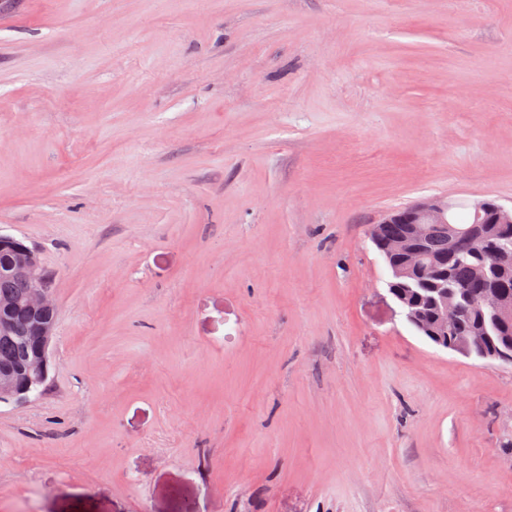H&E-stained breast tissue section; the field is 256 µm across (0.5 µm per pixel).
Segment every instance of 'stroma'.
Returning a JSON list of instances; mask_svg holds the SVG:
<instances>
[{"instance_id":"1","label":"stroma","mask_w":512,"mask_h":512,"mask_svg":"<svg viewBox=\"0 0 512 512\" xmlns=\"http://www.w3.org/2000/svg\"><path fill=\"white\" fill-rule=\"evenodd\" d=\"M512 205V0H0V232L58 320L0 512H512V365L369 229Z\"/></svg>"}]
</instances>
